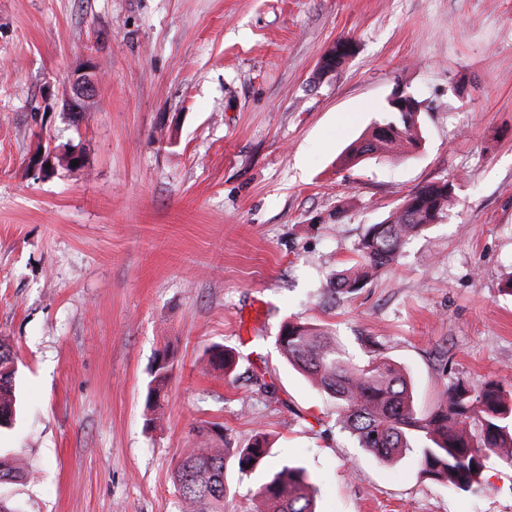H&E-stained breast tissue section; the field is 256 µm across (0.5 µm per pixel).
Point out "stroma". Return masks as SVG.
I'll list each match as a JSON object with an SVG mask.
<instances>
[{
	"mask_svg": "<svg viewBox=\"0 0 512 512\" xmlns=\"http://www.w3.org/2000/svg\"><path fill=\"white\" fill-rule=\"evenodd\" d=\"M341 38L355 54L319 76ZM78 72L94 92L75 116ZM398 87L420 149L339 165ZM41 142L83 167L34 174ZM439 181L447 215L330 298L368 225ZM511 272L512 0H0V336L21 400L0 448L38 474L12 488L24 512H179L173 469L213 423L234 448L268 433L319 512H512L511 465L488 459L473 494L379 463L276 345L288 320L360 357L375 337L424 413L457 380L512 382ZM215 343L234 373L203 372ZM257 484L227 457L224 512H252ZM162 358L163 363L159 364ZM174 360L173 357L166 350L159 356L151 370V380L148 385L147 402L148 406L153 413L150 423L160 420L164 412V399L165 391L173 376Z\"/></svg>",
	"mask_w": 512,
	"mask_h": 512,
	"instance_id": "35a3bbf8",
	"label": "stroma"
}]
</instances>
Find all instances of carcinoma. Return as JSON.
I'll return each instance as SVG.
<instances>
[{"label":"carcinoma","mask_w":512,"mask_h":512,"mask_svg":"<svg viewBox=\"0 0 512 512\" xmlns=\"http://www.w3.org/2000/svg\"><path fill=\"white\" fill-rule=\"evenodd\" d=\"M408 111L395 102L384 104L379 120L340 157L344 166H356L368 156L387 159L405 155L421 141L416 116L418 102L410 98ZM456 203L453 184H428L410 193L379 224L370 225L355 248L356 258L336 272L329 292L354 295L369 279L388 270L403 247L429 224L435 223ZM276 343L292 366L324 394L336 400V425L358 447L383 462L407 454L416 456L423 473L461 491L479 489L480 476L489 457L512 465V384L488 380L480 385L459 381L434 409L417 415L413 384L402 370L377 355L378 342L367 337L365 348L373 353L358 360L337 340L336 334L301 322H287ZM163 363H154L147 402L150 422L161 419L165 391L173 376L169 352ZM206 369L228 372L235 355L221 344L205 353ZM17 355L0 339V430L12 427L18 414L15 393ZM480 425L479 437L472 427ZM224 441L219 425L198 430L194 447L184 449L174 471L180 512H224L225 455L233 453L241 472L256 471L270 456L266 436L257 435L246 448H217ZM34 478L28 463L17 452L0 448V512H21L8 487ZM317 489L306 469L286 461L269 473L254 493L256 512H316Z\"/></svg>","instance_id":"obj_1"}]
</instances>
